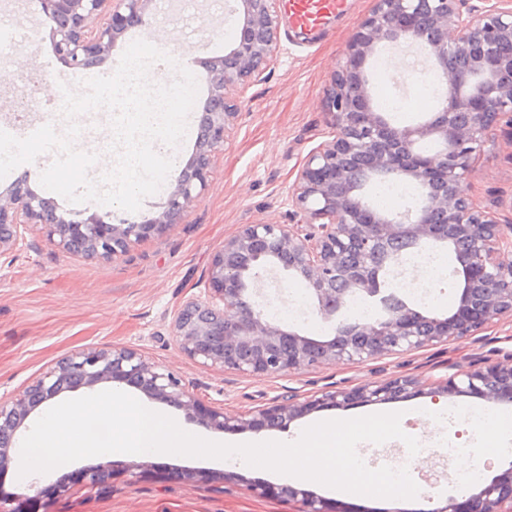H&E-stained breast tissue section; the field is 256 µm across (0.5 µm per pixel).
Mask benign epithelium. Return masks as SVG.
<instances>
[{
    "label": "benign epithelium",
    "instance_id": "7a95c632",
    "mask_svg": "<svg viewBox=\"0 0 512 512\" xmlns=\"http://www.w3.org/2000/svg\"><path fill=\"white\" fill-rule=\"evenodd\" d=\"M239 36L224 56L206 65L209 95L195 152L169 188L162 210L141 222L112 223V214L60 212L20 179L0 191V255L33 228L59 248L87 257H111L163 235L203 198L212 163L228 144L238 116L239 91L274 60L282 14L280 0H231ZM461 0H375L348 40L342 64L326 93L334 113L332 139L298 170L292 202L317 220L300 224H243L213 254L207 295L175 313L173 336L182 353L204 367L253 376L290 374L340 362H364L468 339L490 323L512 319V225L481 209L466 191L480 146L494 126L512 122V0L463 12ZM152 0H40L51 23L55 53L72 69L102 64L116 41L142 24ZM413 46L433 63L445 91L438 107L417 123L398 125L380 112L368 68L383 46ZM376 177L417 184L421 205L399 213H369L366 189ZM446 247L462 277L455 308L425 316L403 303L368 322L339 316L353 296L375 297L384 275L413 251ZM282 272L304 285L317 316L334 326L318 340L276 323L264 311L262 273ZM102 384L132 387L215 432L286 430L324 408L384 403L408 396H472L512 404V357L484 359L442 379L396 377L319 396H289L247 414L230 416L204 403L171 371L129 347L81 349L61 358L21 393L0 399V473L15 463V448L32 414L65 392H94ZM151 464L115 463L78 474L104 489L120 473L137 476ZM187 484L213 479L210 471H172ZM61 478L41 488L31 482L0 488V512H39L46 494H61ZM254 493L286 498L295 512H354L294 485L258 482ZM429 512H512V468L490 482L439 501Z\"/></svg>",
    "mask_w": 512,
    "mask_h": 512
}]
</instances>
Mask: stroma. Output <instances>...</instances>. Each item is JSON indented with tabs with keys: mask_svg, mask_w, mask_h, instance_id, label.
I'll return each mask as SVG.
<instances>
[{
	"mask_svg": "<svg viewBox=\"0 0 512 512\" xmlns=\"http://www.w3.org/2000/svg\"><path fill=\"white\" fill-rule=\"evenodd\" d=\"M373 6L374 0H349L345 14L330 20L323 34L298 29L291 19H284L271 69L242 90L239 115L224 151L214 159L204 197L166 233L107 259H87L63 251L36 230L0 256V397L20 393L72 351L112 345L137 349L230 415L291 394L303 399L399 376L443 378L467 370L476 357L496 360L512 355V320L507 318L489 324L477 340L279 376L205 368L185 356L175 342L174 313L187 299L204 295L213 252L240 225L306 223V216L294 213L293 184L309 154L331 138L332 116L324 106L330 77L350 36ZM20 24L36 28L38 35L36 42L14 51V72L40 73L45 88L64 83L75 90L83 79L111 75L126 47L137 39L169 44L177 60L183 48H193L189 69L199 87H206L203 60L223 56L225 44L237 34L225 0H180L176 10L170 0H153L142 24L117 41L103 64L74 70L61 63L56 71L44 73L38 60L53 48L49 23L37 0H8L0 5V25ZM79 122L83 139L99 155L89 171L96 179L116 162L109 150L110 114L100 109L81 115ZM467 190L480 207L512 225V132L507 128H494L486 136ZM430 407L429 398L414 396L388 403L386 409L401 412L402 430L421 444L411 459L416 472H431L436 492L455 495L468 490L471 482L463 471L450 469L448 456L454 447L473 449L480 440L470 433L457 434L453 425L427 421ZM157 409L188 432L243 443L288 442L311 424L364 416L375 407L317 411L284 431L225 435L186 420L167 404H158ZM240 475V481L233 483L217 479L187 485L154 473L137 478L122 473L105 490L74 483L65 493L43 497L40 512H294L291 502L251 491L252 482L270 480V473L249 467ZM312 491L361 512H424L426 507L419 498H353L322 485Z\"/></svg>",
	"mask_w": 512,
	"mask_h": 512,
	"instance_id": "stroma-1",
	"label": "stroma"
}]
</instances>
